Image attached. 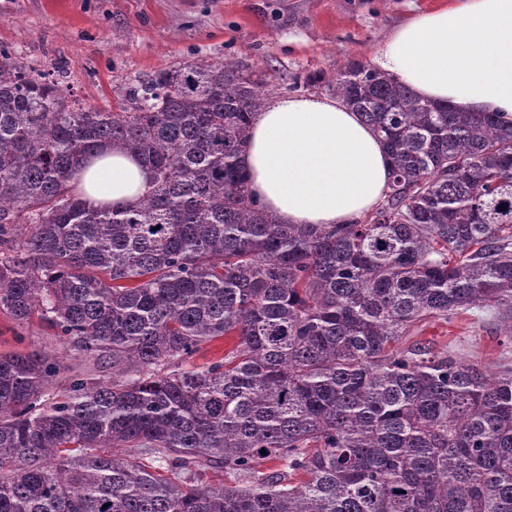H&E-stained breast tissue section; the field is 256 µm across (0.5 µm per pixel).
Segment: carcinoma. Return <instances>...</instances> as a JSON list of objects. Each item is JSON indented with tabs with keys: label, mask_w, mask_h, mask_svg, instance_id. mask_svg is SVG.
<instances>
[{
	"label": "carcinoma",
	"mask_w": 512,
	"mask_h": 512,
	"mask_svg": "<svg viewBox=\"0 0 512 512\" xmlns=\"http://www.w3.org/2000/svg\"><path fill=\"white\" fill-rule=\"evenodd\" d=\"M306 84L390 155L363 221L260 208L242 156L271 90L240 61L161 69L112 112L0 63V311L112 370L57 392L59 352H0V512H512V368L398 347L473 308L512 341V122L355 59ZM103 145L151 170L126 209L72 184ZM234 339L219 338L211 342L203 351L198 353L190 362L194 365H203L210 361H215L224 356V351L233 346Z\"/></svg>",
	"instance_id": "cac0c4a2"
}]
</instances>
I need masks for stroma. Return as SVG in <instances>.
Returning a JSON list of instances; mask_svg holds the SVG:
<instances>
[{
    "label": "stroma",
    "mask_w": 512,
    "mask_h": 512,
    "mask_svg": "<svg viewBox=\"0 0 512 512\" xmlns=\"http://www.w3.org/2000/svg\"><path fill=\"white\" fill-rule=\"evenodd\" d=\"M448 0H0V51L64 89L66 104L116 108L125 89L195 59L248 64L275 95H300L298 79L357 59L374 64L391 32ZM505 323L476 309L453 323L426 321L415 341L498 372L512 367ZM39 321L0 312V352L50 351Z\"/></svg>",
    "instance_id": "1"
}]
</instances>
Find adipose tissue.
<instances>
[{"label": "adipose tissue", "instance_id": "ef3b65f1", "mask_svg": "<svg viewBox=\"0 0 512 512\" xmlns=\"http://www.w3.org/2000/svg\"><path fill=\"white\" fill-rule=\"evenodd\" d=\"M379 68L418 96L512 121V0H461L424 12L385 42ZM251 193L282 224H353L389 190L391 162L357 112L313 95L276 97L257 112L243 156ZM91 205L122 210L149 188L133 153L102 149L79 175Z\"/></svg>", "mask_w": 512, "mask_h": 512}]
</instances>
